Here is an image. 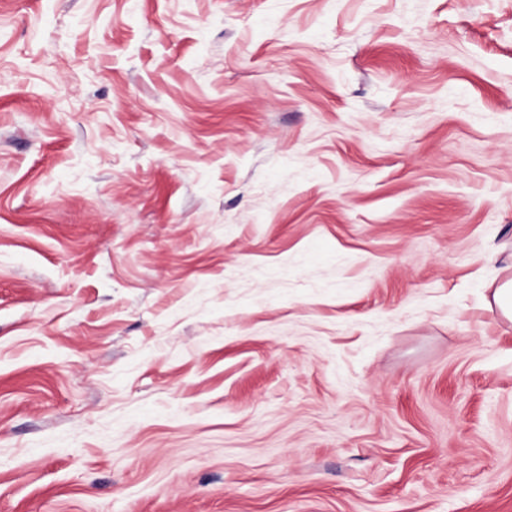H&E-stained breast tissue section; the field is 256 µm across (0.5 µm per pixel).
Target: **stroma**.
Instances as JSON below:
<instances>
[{"mask_svg": "<svg viewBox=\"0 0 512 512\" xmlns=\"http://www.w3.org/2000/svg\"><path fill=\"white\" fill-rule=\"evenodd\" d=\"M512 0H0V512H512Z\"/></svg>", "mask_w": 512, "mask_h": 512, "instance_id": "stroma-1", "label": "stroma"}]
</instances>
